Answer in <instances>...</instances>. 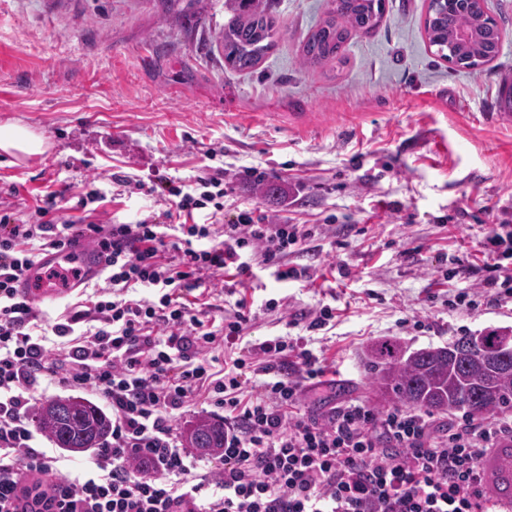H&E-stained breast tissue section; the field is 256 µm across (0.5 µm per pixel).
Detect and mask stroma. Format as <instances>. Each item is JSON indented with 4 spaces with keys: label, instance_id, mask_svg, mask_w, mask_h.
Returning <instances> with one entry per match:
<instances>
[{
    "label": "stroma",
    "instance_id": "stroma-1",
    "mask_svg": "<svg viewBox=\"0 0 512 512\" xmlns=\"http://www.w3.org/2000/svg\"><path fill=\"white\" fill-rule=\"evenodd\" d=\"M281 33L248 72L224 65V0H0V123L49 143L21 161L0 154V201L28 222L50 181L84 192L100 182L103 220L178 216L137 181H192L224 169V216L251 209L317 225L318 250L289 255L306 278L270 265L227 279L258 307L245 342L303 338L324 374L302 402L328 417L351 400L383 408L366 368L376 340L417 350L512 328V304L448 308V293L483 274L476 244L488 224L512 230V0H488L503 33L480 72L449 68L424 34L429 0H385L380 26L355 35L341 61L303 66L301 47L330 0H273ZM130 176L117 186L110 175ZM301 185L294 209L273 188ZM473 272L447 279L457 261ZM332 308L331 326H290L288 314Z\"/></svg>",
    "mask_w": 512,
    "mask_h": 512
}]
</instances>
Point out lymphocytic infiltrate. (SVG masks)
I'll list each match as a JSON object with an SVG mask.
<instances>
[{
    "instance_id": "1",
    "label": "lymphocytic infiltrate",
    "mask_w": 512,
    "mask_h": 512,
    "mask_svg": "<svg viewBox=\"0 0 512 512\" xmlns=\"http://www.w3.org/2000/svg\"><path fill=\"white\" fill-rule=\"evenodd\" d=\"M147 192L176 198L186 218L177 234L150 217L102 220L106 196L94 186L37 195L31 224L0 204V512H512V416L465 413L436 431L428 413L352 401L322 421L298 411L324 374L318 355L279 337L239 348L255 317L243 297L220 320L199 318L192 291L246 272L248 254L278 263L312 231L249 210L225 221L220 167L191 185L157 176ZM66 203L75 214L62 220ZM199 210L206 223H193ZM83 241L101 252L106 285L42 327L20 284L41 255ZM479 247L484 286L494 302L511 300L499 259L512 233L487 225ZM52 335L66 345L48 348ZM250 373L265 378L252 396ZM46 382L112 412L109 435L73 477L37 444L31 413ZM201 401L224 411V452L204 472L172 425Z\"/></svg>"
}]
</instances>
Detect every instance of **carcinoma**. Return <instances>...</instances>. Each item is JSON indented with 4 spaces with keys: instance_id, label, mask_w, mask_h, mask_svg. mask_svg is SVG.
<instances>
[{
    "instance_id": "cac0c4a2",
    "label": "carcinoma",
    "mask_w": 512,
    "mask_h": 512,
    "mask_svg": "<svg viewBox=\"0 0 512 512\" xmlns=\"http://www.w3.org/2000/svg\"><path fill=\"white\" fill-rule=\"evenodd\" d=\"M272 0H225L232 13L224 25V65L233 71L255 68L273 49L279 29L271 11ZM333 8L311 31L303 48V63L323 67L339 54L354 34H367L382 17L383 0H332ZM465 31V42L456 39ZM425 33L430 46L443 58L448 48L454 57L477 71L490 61L499 32L488 25L481 10L448 11L439 6L428 13ZM512 330L491 329L481 336H459L446 346L410 351L391 338L368 350L371 381L388 401L429 412L463 411L494 415L512 410V368H501L493 353ZM38 427L59 448L84 452L96 448L109 434L111 418L92 401L59 396L36 411ZM191 447L204 455L224 449V424L202 418L193 426Z\"/></svg>"
}]
</instances>
